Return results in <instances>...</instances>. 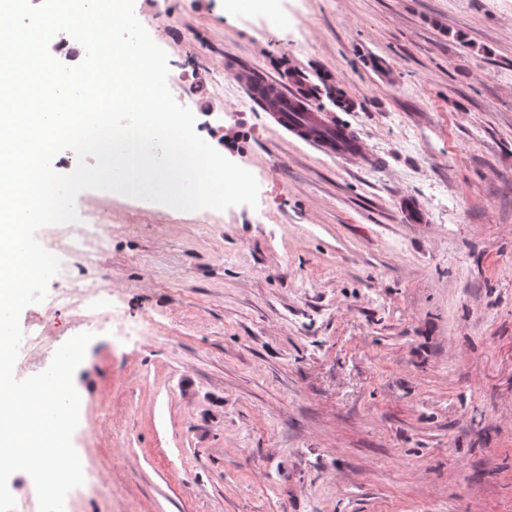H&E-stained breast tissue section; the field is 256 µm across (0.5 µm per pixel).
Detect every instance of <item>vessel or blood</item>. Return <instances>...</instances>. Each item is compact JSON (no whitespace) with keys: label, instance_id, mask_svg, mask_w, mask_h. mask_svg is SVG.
I'll return each mask as SVG.
<instances>
[{"label":"vessel or blood","instance_id":"obj_1","mask_svg":"<svg viewBox=\"0 0 512 512\" xmlns=\"http://www.w3.org/2000/svg\"><path fill=\"white\" fill-rule=\"evenodd\" d=\"M238 77L263 110L268 123L280 133L311 144L330 157H360L358 147L351 144V131L312 111L278 78L247 68L240 70Z\"/></svg>","mask_w":512,"mask_h":512}]
</instances>
